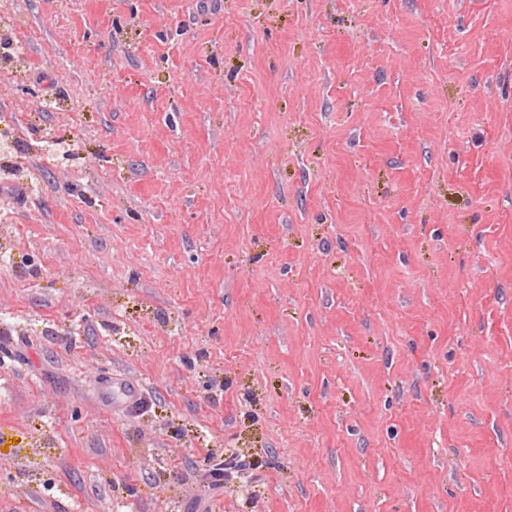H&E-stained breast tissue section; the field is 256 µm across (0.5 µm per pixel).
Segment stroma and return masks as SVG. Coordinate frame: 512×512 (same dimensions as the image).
Masks as SVG:
<instances>
[{
  "label": "stroma",
  "mask_w": 512,
  "mask_h": 512,
  "mask_svg": "<svg viewBox=\"0 0 512 512\" xmlns=\"http://www.w3.org/2000/svg\"><path fill=\"white\" fill-rule=\"evenodd\" d=\"M0 37V512H512V0Z\"/></svg>",
  "instance_id": "stroma-1"
}]
</instances>
